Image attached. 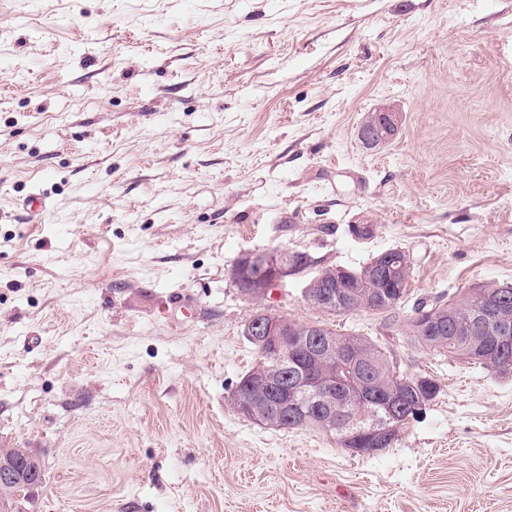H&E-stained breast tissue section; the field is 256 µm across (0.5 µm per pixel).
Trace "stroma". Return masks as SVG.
Listing matches in <instances>:
<instances>
[{"label":"stroma","mask_w":512,"mask_h":512,"mask_svg":"<svg viewBox=\"0 0 512 512\" xmlns=\"http://www.w3.org/2000/svg\"><path fill=\"white\" fill-rule=\"evenodd\" d=\"M383 107L398 131L371 148ZM34 191L53 212L30 224ZM279 244L320 269L401 249L409 291L392 315L313 310L304 273L243 297L236 259ZM491 282L512 283V0H0V448L45 465L15 512H512V375L407 326ZM259 306L439 392L370 456L255 424L230 397Z\"/></svg>","instance_id":"stroma-1"}]
</instances>
